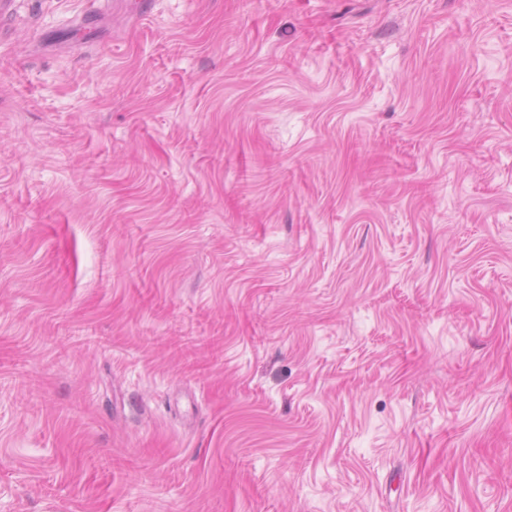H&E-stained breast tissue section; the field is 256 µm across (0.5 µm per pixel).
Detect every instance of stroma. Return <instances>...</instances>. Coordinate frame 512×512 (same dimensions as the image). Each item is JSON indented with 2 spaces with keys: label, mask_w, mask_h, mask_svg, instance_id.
Returning <instances> with one entry per match:
<instances>
[{
  "label": "stroma",
  "mask_w": 512,
  "mask_h": 512,
  "mask_svg": "<svg viewBox=\"0 0 512 512\" xmlns=\"http://www.w3.org/2000/svg\"><path fill=\"white\" fill-rule=\"evenodd\" d=\"M0 512H512V0H0Z\"/></svg>",
  "instance_id": "obj_1"
}]
</instances>
